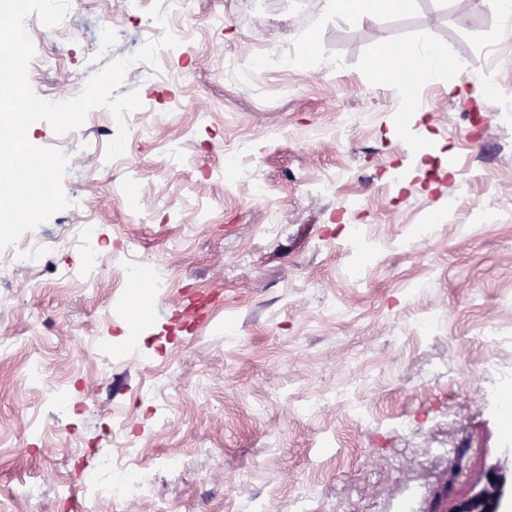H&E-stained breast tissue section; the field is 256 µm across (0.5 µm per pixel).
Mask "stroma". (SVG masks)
<instances>
[{"mask_svg":"<svg viewBox=\"0 0 512 512\" xmlns=\"http://www.w3.org/2000/svg\"><path fill=\"white\" fill-rule=\"evenodd\" d=\"M304 2L295 23L278 0H190L187 53L116 90L138 93L154 140L128 136L113 163L105 108L81 127L63 189L84 196L90 178L101 194L34 233L66 238L86 219L109 258L93 288L69 250L0 273V512H446L490 467L512 471V126L496 116L512 103V33L495 0L371 16ZM152 7L72 0L62 28L30 33L37 58H56L34 93L67 100L64 76L135 53ZM422 41L449 67L414 112L372 67ZM274 43L296 45L297 71L226 78L225 57L258 62ZM482 81L499 98L475 94ZM234 154L268 199L226 182ZM328 173L335 193L308 194ZM133 257L168 268V287L129 292ZM103 455L148 467L152 494L95 499L85 477ZM23 483L42 496L20 497Z\"/></svg>","mask_w":512,"mask_h":512,"instance_id":"stroma-1","label":"stroma"}]
</instances>
